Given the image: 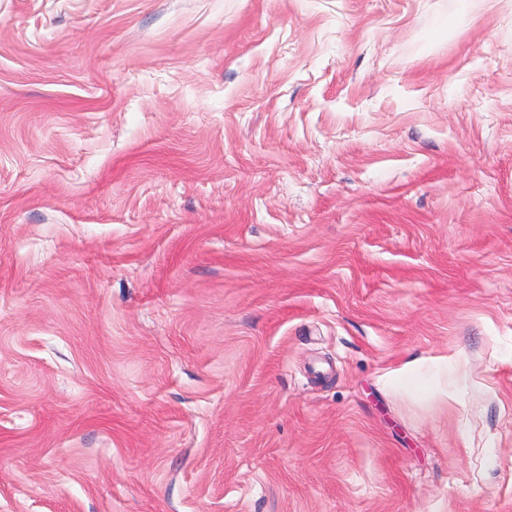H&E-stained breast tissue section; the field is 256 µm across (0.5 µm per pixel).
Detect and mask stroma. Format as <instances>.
I'll return each instance as SVG.
<instances>
[{
	"label": "stroma",
	"instance_id": "1",
	"mask_svg": "<svg viewBox=\"0 0 512 512\" xmlns=\"http://www.w3.org/2000/svg\"><path fill=\"white\" fill-rule=\"evenodd\" d=\"M0 512H512V0H0ZM427 366L425 363L419 362L409 366V373H411L416 380L419 382L421 389L423 390L424 399L428 401H438L444 404H448L449 400H455L452 393H448V385L441 386L428 379L425 376V370Z\"/></svg>",
	"mask_w": 512,
	"mask_h": 512
}]
</instances>
